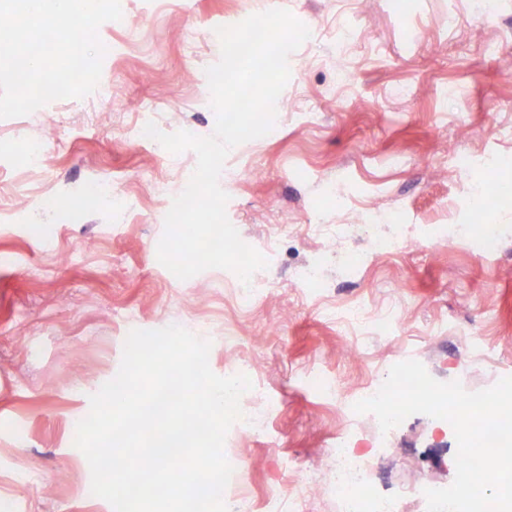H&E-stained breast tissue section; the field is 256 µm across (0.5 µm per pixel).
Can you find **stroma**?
I'll return each mask as SVG.
<instances>
[{
  "mask_svg": "<svg viewBox=\"0 0 512 512\" xmlns=\"http://www.w3.org/2000/svg\"><path fill=\"white\" fill-rule=\"evenodd\" d=\"M103 23L111 94L0 118V512H113L75 445L90 397L118 373L134 329L178 325L209 340V365L242 374L246 435L224 453L248 512L270 493L296 512H338L329 448L374 447L345 407L397 360L476 392L512 376V0H120ZM283 8L310 37L290 54L275 130L234 147L219 178L241 239L270 286L241 304L238 277L178 279L157 259L193 151L134 139L213 134L205 70L219 26ZM466 158L443 168L447 151ZM406 163L391 166L392 155ZM111 184L115 200L92 197ZM491 193L476 250L467 199ZM441 225L445 238L430 236ZM407 245L375 255L374 234ZM321 279L302 284L301 267ZM392 311V331L351 330L334 311ZM454 433L414 414L373 470L381 487L452 484Z\"/></svg>",
  "mask_w": 512,
  "mask_h": 512,
  "instance_id": "obj_1",
  "label": "stroma"
}]
</instances>
